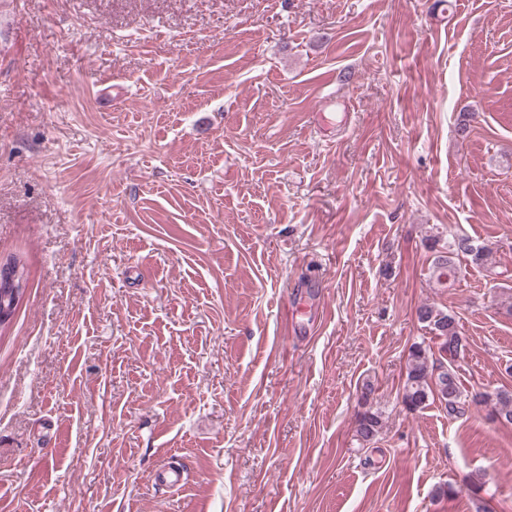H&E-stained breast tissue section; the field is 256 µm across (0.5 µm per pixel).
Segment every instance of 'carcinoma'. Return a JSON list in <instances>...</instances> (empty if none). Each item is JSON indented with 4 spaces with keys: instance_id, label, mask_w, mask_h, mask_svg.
<instances>
[{
    "instance_id": "obj_1",
    "label": "carcinoma",
    "mask_w": 512,
    "mask_h": 512,
    "mask_svg": "<svg viewBox=\"0 0 512 512\" xmlns=\"http://www.w3.org/2000/svg\"><path fill=\"white\" fill-rule=\"evenodd\" d=\"M428 249L433 254L429 267L430 279L445 286L458 274L457 262L464 259L476 266H483L488 259V249L477 246L466 235L454 234L446 237L437 232L429 239ZM419 323L440 340L439 357L432 359L427 349L413 345L409 352L406 380L403 385L402 404L409 411H417L429 398L445 403L448 414H458L463 409L462 391L456 379L452 364L466 350L467 339L459 332L456 316L430 304H423L416 310ZM373 386L369 383L361 389V400L366 409L358 413L355 432L358 440L368 443L379 433L381 415L369 407ZM473 402L493 407V413L503 416L512 423V394L507 391L480 393L473 396Z\"/></svg>"
}]
</instances>
